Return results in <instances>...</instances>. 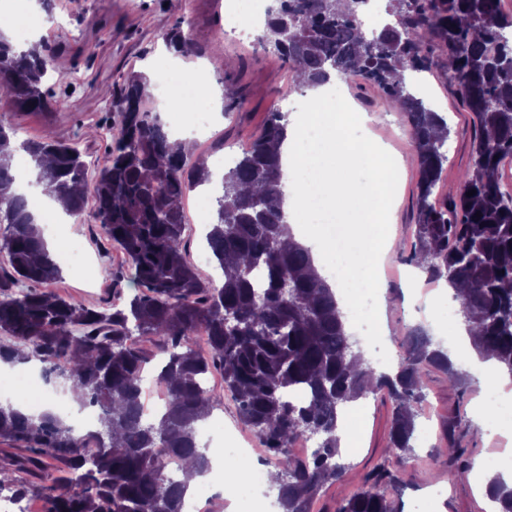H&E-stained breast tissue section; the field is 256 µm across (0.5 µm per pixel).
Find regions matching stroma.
Here are the masks:
<instances>
[{
	"instance_id": "35a3bbf8",
	"label": "stroma",
	"mask_w": 512,
	"mask_h": 512,
	"mask_svg": "<svg viewBox=\"0 0 512 512\" xmlns=\"http://www.w3.org/2000/svg\"><path fill=\"white\" fill-rule=\"evenodd\" d=\"M228 0H181L180 9L167 6L166 0H55V23H39L27 29L29 40L47 39L63 49L66 69L72 74L69 88L58 89L60 103L54 112L21 114L0 102V123L18 128L19 138H35L45 128H52L59 139L78 143L92 166L107 160L110 142L106 118L117 90L119 74L134 70L156 77L153 64L165 50L162 35L174 26H182L199 49L197 63L207 65L216 88L236 83L247 102L236 111L225 108L223 98L198 100L197 108H220L212 120L207 139H195L193 157H207L218 149L239 154L259 132L266 113L284 97L299 98L293 90L291 67L283 58L262 50L257 42L236 41L224 36V9ZM441 101L439 107L451 129L448 166L443 174V191H456L459 175L466 169L473 153V116L458 102L442 71L427 72ZM362 110L375 111L370 135L386 145L393 155L407 157L413 148L402 113L385 107L377 88L351 83L349 94ZM418 166L410 164L399 173V194L392 215V230L382 267L379 286L384 291L383 319L388 327L414 326L427 321L426 314L412 313L406 295L416 281H423L426 291L433 283L409 260L410 245L416 230L414 212L418 187ZM64 249L86 254L92 266L91 276L75 267L63 270L53 283L54 291L95 306L112 295L109 269L119 266L122 258L106 241L95 219V208L84 212L61 232ZM481 383L474 373H466L464 382L449 386L438 372L426 376L424 414L417 421L424 428L427 443L416 446L415 455L403 462L388 458L392 403L384 395H369L363 400L365 422L359 449L343 453L348 471L342 481L326 485L312 505V512H337L339 505L361 491L367 478L377 468L389 470L396 478V491L403 506H411L431 487H443L447 496L444 512H490L488 499L479 494L471 479L454 478L448 459L440 449L447 438L466 449L471 458L488 457L500 451L506 442L487 438L483 425L473 413Z\"/></svg>"
}]
</instances>
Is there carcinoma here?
I'll return each mask as SVG.
<instances>
[{"instance_id": "carcinoma-1", "label": "carcinoma", "mask_w": 512, "mask_h": 512, "mask_svg": "<svg viewBox=\"0 0 512 512\" xmlns=\"http://www.w3.org/2000/svg\"><path fill=\"white\" fill-rule=\"evenodd\" d=\"M275 0L257 42L287 60L296 88L331 77L378 86L383 102L403 112L419 165L412 262L430 281L463 289L458 313L478 354L512 375V187L500 169L512 159V14L501 0H384L385 20L361 24L371 0ZM0 15V97L17 112H51L61 50L45 41L14 42ZM180 54L196 45L177 25L164 35ZM440 69L476 118L472 162L460 192L439 199L450 131L446 116L407 85L403 72ZM150 78L131 72L112 101L110 159L89 182L80 150L46 130L18 140L0 123V362L36 363L45 382L79 392L98 409V427L80 435L51 410L26 414L0 402V491L22 500L39 490L45 512H182L186 485L166 471L175 457L206 473L198 425L223 401L203 387L218 368L224 395L260 438L278 476L282 512H311L322 487L341 481L339 427L345 406L382 393L393 404L386 455L413 451L425 375L460 374L448 349L421 327L407 330L396 373H378L346 330L336 295L311 251L291 240L283 204L278 146L288 113H268L260 135L217 183L216 218L205 235L220 283L186 260L187 193L214 183L206 159L190 161L171 140L151 99ZM35 170L30 186L54 187L74 217L92 190L96 218L124 264L108 272L114 294L89 307L49 289L61 268L49 252L28 198L15 188L18 152ZM475 191L469 196L467 192ZM206 334V349L194 336ZM159 360L165 387L151 411L142 376ZM318 437L311 456L290 447ZM92 448L94 453L85 454ZM448 443L454 476L471 463ZM59 464L43 475L45 460ZM378 473L337 512H402ZM497 512H512V486L489 480Z\"/></svg>"}]
</instances>
